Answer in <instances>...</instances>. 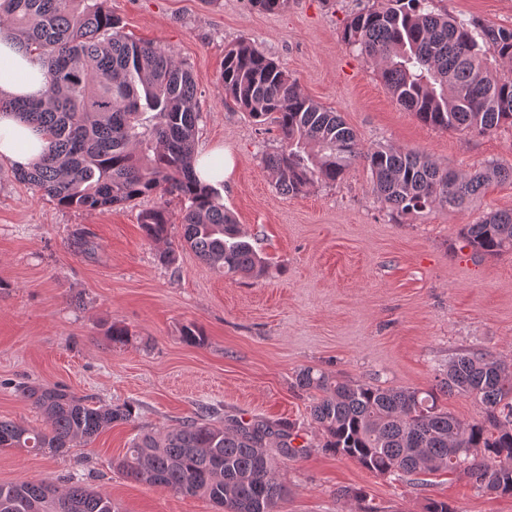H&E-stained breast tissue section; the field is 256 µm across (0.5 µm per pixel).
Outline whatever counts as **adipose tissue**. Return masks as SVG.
Instances as JSON below:
<instances>
[{
	"instance_id": "obj_1",
	"label": "adipose tissue",
	"mask_w": 512,
	"mask_h": 512,
	"mask_svg": "<svg viewBox=\"0 0 512 512\" xmlns=\"http://www.w3.org/2000/svg\"><path fill=\"white\" fill-rule=\"evenodd\" d=\"M46 86V68L37 55L26 51L8 30L0 31V99H36ZM43 132L13 111L0 110V158L28 169L48 149Z\"/></svg>"
}]
</instances>
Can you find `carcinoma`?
<instances>
[{
  "mask_svg": "<svg viewBox=\"0 0 512 512\" xmlns=\"http://www.w3.org/2000/svg\"><path fill=\"white\" fill-rule=\"evenodd\" d=\"M109 0H0V27L45 62L42 97L2 101L50 142L18 180L66 208L97 210L145 196L176 195L184 207L183 243L224 275L259 279L267 258L196 180L194 154L198 79L171 51L127 39ZM442 0H372L354 13L343 40L371 59L397 103L425 126L486 134L512 125V28L457 19ZM224 100L255 122L278 128L279 147L264 168L283 194L334 184L359 161L378 199L402 213L434 206L462 209L495 179L512 177L490 164L474 172L443 166L412 150L363 148L335 112L306 96L295 80L240 39L224 47ZM164 203L140 213L144 236L167 240ZM466 246L492 256L512 253V210L487 214L460 232ZM438 390L390 388L334 379L307 367L295 386L315 392L309 417L323 447L386 478L424 485L438 472L466 476L479 492L512 495V363L491 352L448 359ZM48 427L0 419V449L54 455L87 442L114 423L133 420L130 405L96 408L65 388L23 385ZM467 395L483 419L464 425L438 404L439 394ZM294 422L245 419L202 404L173 430L137 434L116 467L135 482L177 495H203L224 512H283L287 489L277 459H296ZM0 512H120L112 499L73 481L63 493L43 482L0 484Z\"/></svg>",
  "mask_w": 512,
  "mask_h": 512,
  "instance_id": "cac0c4a2",
  "label": "carcinoma"
}]
</instances>
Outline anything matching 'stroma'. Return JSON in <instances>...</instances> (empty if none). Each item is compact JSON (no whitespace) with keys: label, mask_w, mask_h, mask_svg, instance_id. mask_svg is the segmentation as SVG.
Returning a JSON list of instances; mask_svg holds the SVG:
<instances>
[{"label":"stroma","mask_w":512,"mask_h":512,"mask_svg":"<svg viewBox=\"0 0 512 512\" xmlns=\"http://www.w3.org/2000/svg\"><path fill=\"white\" fill-rule=\"evenodd\" d=\"M368 0H289L264 12L249 0H110L132 40L172 51L199 79L196 149L234 162L224 206L271 261L265 278L225 279L170 230L174 261L139 227L154 196L102 210L66 208L15 178L0 160V419L46 428L16 391L22 383L67 387L103 408L127 403L135 416L61 456L0 450V483L69 478L108 494L120 512H217L206 498L123 477L112 463L139 431L179 426L202 403L249 419L299 423L309 448L279 463L284 512H361L337 490L363 492L382 512H425L427 500L454 512H512V496L481 493L442 473L431 485L379 478L326 451L307 416L311 397L294 388L314 367L350 381L431 389L449 358L486 350L512 360V254L464 246L460 230L492 211L512 210V179L489 185L462 211L400 215L377 200L371 174L307 193H278L261 158L277 128L224 104V48L254 42L304 94L337 112L363 147L381 143L426 153L472 172L512 165V125L479 135L423 125L392 98L374 64L347 45L349 16ZM449 15L512 27V0H443ZM87 232L94 248L76 250ZM129 328L113 343L112 325ZM205 342L187 344V325Z\"/></svg>","instance_id":"35a3bbf8"}]
</instances>
